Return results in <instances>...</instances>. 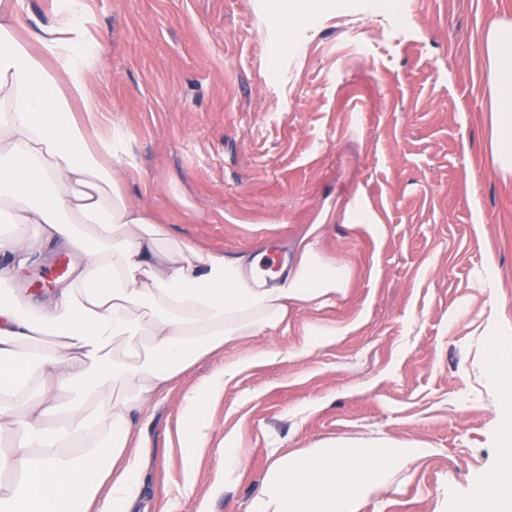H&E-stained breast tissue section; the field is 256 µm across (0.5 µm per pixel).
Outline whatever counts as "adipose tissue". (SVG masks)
Here are the masks:
<instances>
[{
    "instance_id": "ef3b65f1",
    "label": "adipose tissue",
    "mask_w": 512,
    "mask_h": 512,
    "mask_svg": "<svg viewBox=\"0 0 512 512\" xmlns=\"http://www.w3.org/2000/svg\"><path fill=\"white\" fill-rule=\"evenodd\" d=\"M84 0H64L50 24L30 29L25 0H0V512H136L146 480L134 417L198 360L230 348L183 398L184 447H203L202 415L226 381L255 363L254 336L282 327L299 306L345 297L348 262L320 247L323 224L384 226L365 205L324 207L275 283L254 275L261 255L229 256L173 237L155 211L126 193L119 128L104 133L91 88L101 63ZM495 166L512 173V22L484 42ZM81 262L34 310L10 289L35 251ZM52 337L36 358L21 347ZM491 350L480 373L510 410L499 417V465L453 512H512V325L489 315ZM419 442L340 437L278 457L246 512H362L394 477L429 456Z\"/></svg>"
}]
</instances>
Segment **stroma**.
I'll return each instance as SVG.
<instances>
[{
    "label": "stroma",
    "mask_w": 512,
    "mask_h": 512,
    "mask_svg": "<svg viewBox=\"0 0 512 512\" xmlns=\"http://www.w3.org/2000/svg\"><path fill=\"white\" fill-rule=\"evenodd\" d=\"M85 0L103 48L93 80L126 138L130 199L175 236L292 263L323 206L363 200L385 226L321 228L353 271L346 297L293 310L253 338L268 351L204 413L210 443L180 448L183 396L234 351L199 360L133 435L149 444L142 512H245L275 458L339 437L417 441L429 456L363 512H448L497 467L495 391L478 375L489 311L512 325V175L488 152L487 28L512 0ZM178 192L200 206L187 214ZM494 262L488 298L477 276ZM312 320L345 336L301 356ZM242 449L225 476L218 449Z\"/></svg>",
    "instance_id": "stroma-1"
}]
</instances>
